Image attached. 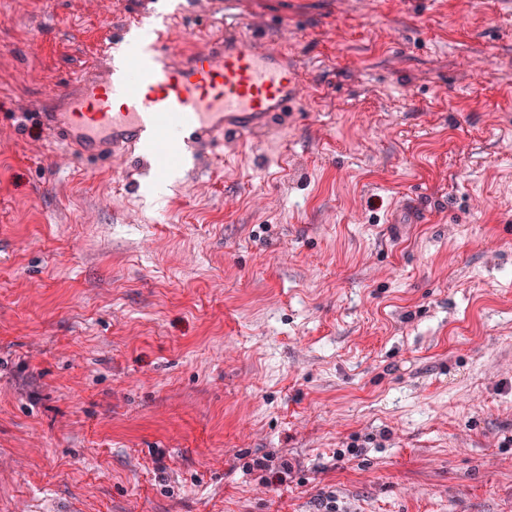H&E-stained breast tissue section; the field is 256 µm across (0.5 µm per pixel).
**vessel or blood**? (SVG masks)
<instances>
[{
    "mask_svg": "<svg viewBox=\"0 0 512 512\" xmlns=\"http://www.w3.org/2000/svg\"><path fill=\"white\" fill-rule=\"evenodd\" d=\"M171 18L153 0H135L104 69L67 91L66 111L48 113L77 159L143 157L162 145L195 159L201 145L257 135L299 102L302 73L285 52L237 30L183 54L170 33Z\"/></svg>",
    "mask_w": 512,
    "mask_h": 512,
    "instance_id": "vessel-or-blood-1",
    "label": "vessel or blood"
}]
</instances>
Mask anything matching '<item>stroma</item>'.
<instances>
[{
    "mask_svg": "<svg viewBox=\"0 0 512 512\" xmlns=\"http://www.w3.org/2000/svg\"><path fill=\"white\" fill-rule=\"evenodd\" d=\"M127 10L0 0V512H512V0H239L299 103L135 189L44 119Z\"/></svg>",
    "mask_w": 512,
    "mask_h": 512,
    "instance_id": "1",
    "label": "stroma"
}]
</instances>
